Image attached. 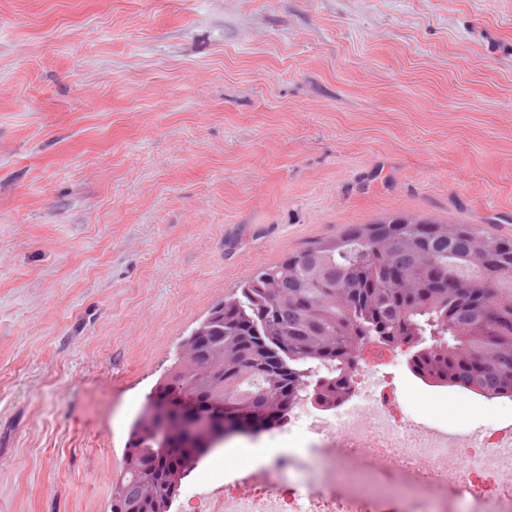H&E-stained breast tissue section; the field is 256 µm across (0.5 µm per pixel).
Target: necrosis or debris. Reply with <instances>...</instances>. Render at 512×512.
I'll return each instance as SVG.
<instances>
[{
  "label": "necrosis or debris",
  "mask_w": 512,
  "mask_h": 512,
  "mask_svg": "<svg viewBox=\"0 0 512 512\" xmlns=\"http://www.w3.org/2000/svg\"><path fill=\"white\" fill-rule=\"evenodd\" d=\"M406 363L396 346L361 347L345 398L297 396L263 432L312 433L308 455L186 484L174 512H512V419L453 432L418 419L388 377Z\"/></svg>",
  "instance_id": "necrosis-or-debris-1"
}]
</instances>
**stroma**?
<instances>
[{"instance_id": "obj_1", "label": "stroma", "mask_w": 512, "mask_h": 512, "mask_svg": "<svg viewBox=\"0 0 512 512\" xmlns=\"http://www.w3.org/2000/svg\"><path fill=\"white\" fill-rule=\"evenodd\" d=\"M397 215L512 237V0H0V512H109L210 309Z\"/></svg>"}]
</instances>
